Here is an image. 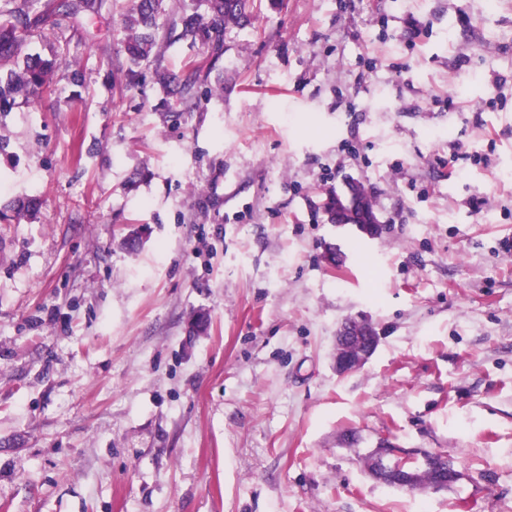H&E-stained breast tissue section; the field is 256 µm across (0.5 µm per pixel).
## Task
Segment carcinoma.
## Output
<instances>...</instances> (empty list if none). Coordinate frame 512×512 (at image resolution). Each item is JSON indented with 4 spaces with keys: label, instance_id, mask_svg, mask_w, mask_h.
I'll use <instances>...</instances> for the list:
<instances>
[{
    "label": "carcinoma",
    "instance_id": "1",
    "mask_svg": "<svg viewBox=\"0 0 512 512\" xmlns=\"http://www.w3.org/2000/svg\"><path fill=\"white\" fill-rule=\"evenodd\" d=\"M169 0H132L124 15L123 49L127 68L126 84L136 83L141 68H149L156 79L169 92L178 97L186 109L196 105L198 88L208 86L210 71L199 68L180 83L175 82L162 64L158 50L164 41H188L201 44L219 59L224 47V32L228 28L251 24L258 5L257 0H197L192 10L171 12ZM12 0H0V59L19 55V48L26 32L34 25L27 7H11ZM95 0H62L60 9L65 16H74L94 9ZM59 64L58 56L50 59L39 54L26 55L22 65L0 74V111L14 105L17 95L37 97L53 86V76ZM38 199L23 197L14 201L15 218L28 216L37 211Z\"/></svg>",
    "mask_w": 512,
    "mask_h": 512
}]
</instances>
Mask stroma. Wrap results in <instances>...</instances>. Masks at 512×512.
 I'll return each mask as SVG.
<instances>
[{
  "label": "stroma",
  "mask_w": 512,
  "mask_h": 512,
  "mask_svg": "<svg viewBox=\"0 0 512 512\" xmlns=\"http://www.w3.org/2000/svg\"><path fill=\"white\" fill-rule=\"evenodd\" d=\"M127 3L48 16L22 51L67 63L0 112V209L42 201L0 220V512H512V0L258 8L219 60L164 45L223 84L177 120ZM348 177L380 238L322 214ZM382 440L460 477L382 483ZM354 324L363 328L369 337L366 346L357 350H352L347 340L350 327ZM377 345L378 334L371 323L362 320L347 322L336 334L333 356L336 372L349 373L359 370L371 359ZM422 466L421 467H412L406 470L403 473L401 481L399 485L408 490L419 489L421 484V473L420 469L422 467L430 468V469H448V484L455 482L458 479L459 473L455 468H452L448 463V456L438 454V453H424L422 455Z\"/></svg>",
  "instance_id": "stroma-1"
}]
</instances>
